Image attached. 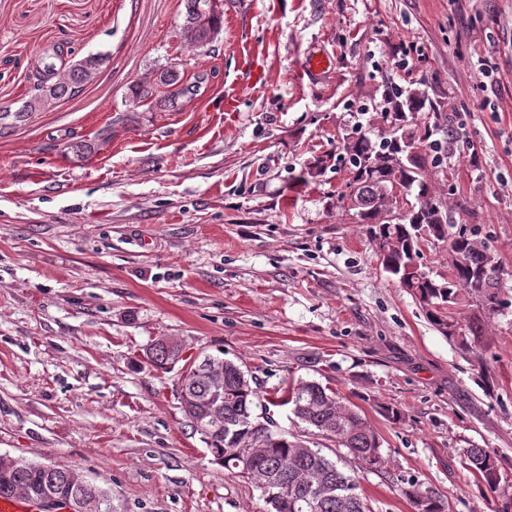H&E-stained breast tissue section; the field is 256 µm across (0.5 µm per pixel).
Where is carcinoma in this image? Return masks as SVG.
Here are the masks:
<instances>
[{"label": "carcinoma", "instance_id": "obj_1", "mask_svg": "<svg viewBox=\"0 0 512 512\" xmlns=\"http://www.w3.org/2000/svg\"><path fill=\"white\" fill-rule=\"evenodd\" d=\"M210 0H184V37L199 46L211 43L209 28L200 24V12ZM107 61V55L95 53L58 71L50 62L44 68L54 81L41 87L53 99L70 97L68 89L75 80L88 84ZM182 76L170 72L161 84L168 87L161 95L159 107H172L176 100L192 95L195 86H180ZM441 103L424 93L414 92L402 97L399 112H386L383 124L389 134L378 142L361 135L343 141L344 160L353 174L346 190L337 192V201L348 204L349 194L360 197L363 206L354 211L361 224L373 225L372 241L389 243V254L382 257L385 271L395 277L400 287L414 294L428 320L443 335L454 322L448 320V309L455 303L458 283L488 315L500 311L502 278L499 261L487 242L480 237L478 224L450 223L444 201L430 192L426 173L436 168L440 155L448 154V145L460 138L459 125L440 112ZM419 148L418 162L398 167L397 156L406 143ZM407 196H414L409 207L393 210L385 200L394 187ZM446 242L452 259L467 260L471 268L452 266L455 280L436 281L424 269L406 276L407 266L420 265L422 241ZM147 358L160 369H171L182 360L180 348L158 340L147 350ZM208 361L193 362L181 367L178 378L182 409L199 432L214 460L232 474L251 479L262 492L267 512H372L366 497L359 492L354 476L346 473L318 448L299 437H288L273 429V424L260 421L254 409L261 406L253 380L224 351L207 354ZM224 368V391L213 386L210 365ZM272 404L289 406L306 428L334 441L347 454L370 469L383 467L378 434L367 425L357 407L343 402L332 389L316 381L300 380L275 393ZM250 448L261 452L245 465L240 454ZM466 465L487 488L495 491L502 475L496 455L490 448L477 446L464 452ZM400 492L409 501L413 512H447V498L417 480H400ZM80 496L93 505L90 512H112V496L91 482L80 485L76 470L16 458L13 465L0 470V497H21L35 500L54 495L65 498Z\"/></svg>", "mask_w": 512, "mask_h": 512}]
</instances>
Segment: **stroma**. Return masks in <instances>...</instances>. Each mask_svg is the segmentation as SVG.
Masks as SVG:
<instances>
[{"label": "stroma", "mask_w": 512, "mask_h": 512, "mask_svg": "<svg viewBox=\"0 0 512 512\" xmlns=\"http://www.w3.org/2000/svg\"><path fill=\"white\" fill-rule=\"evenodd\" d=\"M184 13L0 0V112L29 98L45 57L108 55L79 94L0 129V454L83 472L112 512H266L190 427L178 369L147 359L165 337L187 363L223 349L262 395L312 380L358 407L383 471L313 442L373 512H412L401 478L448 512H512V0H245L204 47L183 38ZM408 42L420 52L403 69ZM318 51L332 65L314 76ZM174 61L196 95L133 104ZM393 83L460 111L463 143L428 184L501 264L505 306L475 340L428 321L336 200L344 139L387 134L355 108ZM76 136L91 155H73ZM475 445L495 449L498 491L465 467Z\"/></svg>", "instance_id": "stroma-1"}]
</instances>
